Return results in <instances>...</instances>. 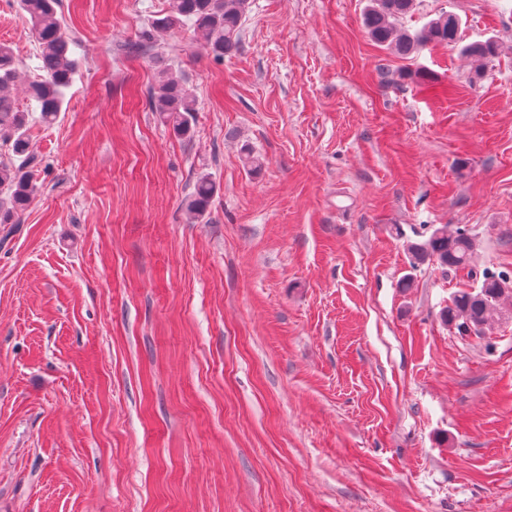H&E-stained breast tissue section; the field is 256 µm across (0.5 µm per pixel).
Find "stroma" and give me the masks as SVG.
Here are the masks:
<instances>
[{"mask_svg": "<svg viewBox=\"0 0 512 512\" xmlns=\"http://www.w3.org/2000/svg\"><path fill=\"white\" fill-rule=\"evenodd\" d=\"M367 4L250 0L217 58L184 23L128 54L166 0H60L79 69L0 224V512H512V321L459 335L439 313L471 279L407 254L463 224L475 272L512 271V0L402 21L497 39L480 75L375 45ZM0 42L35 111L16 0ZM170 68L187 138L150 104ZM216 192L214 182L207 176L199 177L194 184L188 207L197 217H201L208 209Z\"/></svg>", "mask_w": 512, "mask_h": 512, "instance_id": "stroma-1", "label": "stroma"}]
</instances>
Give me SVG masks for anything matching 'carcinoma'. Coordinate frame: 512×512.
<instances>
[{
	"mask_svg": "<svg viewBox=\"0 0 512 512\" xmlns=\"http://www.w3.org/2000/svg\"><path fill=\"white\" fill-rule=\"evenodd\" d=\"M59 0H18L19 8L28 15L32 35L39 47L40 75L28 87V95L39 107V121L52 124L58 118L65 101L64 89L78 69L71 56V39L61 26L57 7ZM415 6V0H370L363 24L370 39L405 59L415 58L430 45L459 43L460 20L448 25L443 13L420 29L410 33L399 22ZM248 0H169L168 14L152 28L167 29L185 20L201 32L206 46L217 55L231 54L239 48ZM462 52L484 66L495 61L499 44L493 38L476 41L462 47ZM17 75L11 48L0 43V142L19 163L0 162V224H18L38 186L33 177L37 160L29 152L27 130L29 113L19 110L9 95V87ZM150 102L179 137L190 136L195 121L196 100L182 78L173 72L161 74L150 89ZM216 192L207 176L194 184L188 207L200 217L208 209ZM476 250L475 238L467 226L442 224L433 228L422 242L408 245L414 266L435 262L448 268H471ZM512 282L509 272H482L481 285L461 288L454 292L440 312L442 321L452 324L459 333L484 330L512 314V290L502 291L500 284Z\"/></svg>",
	"mask_w": 512,
	"mask_h": 512,
	"instance_id": "cac0c4a2",
	"label": "carcinoma"
}]
</instances>
